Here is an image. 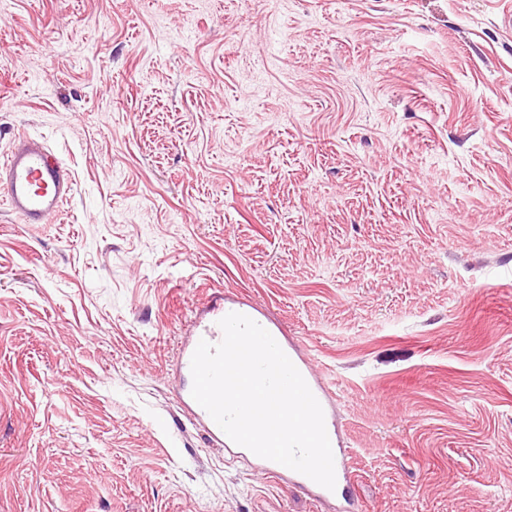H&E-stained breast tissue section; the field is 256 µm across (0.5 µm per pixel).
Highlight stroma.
<instances>
[{
    "label": "stroma",
    "mask_w": 512,
    "mask_h": 512,
    "mask_svg": "<svg viewBox=\"0 0 512 512\" xmlns=\"http://www.w3.org/2000/svg\"><path fill=\"white\" fill-rule=\"evenodd\" d=\"M512 0H0V512H335L179 396L206 301L335 390L357 512H512ZM70 170L35 137L20 134L0 164V199L20 224H47L72 195Z\"/></svg>",
    "instance_id": "1"
}]
</instances>
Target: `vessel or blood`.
<instances>
[{
  "instance_id": "obj_1",
  "label": "vessel or blood",
  "mask_w": 512,
  "mask_h": 512,
  "mask_svg": "<svg viewBox=\"0 0 512 512\" xmlns=\"http://www.w3.org/2000/svg\"><path fill=\"white\" fill-rule=\"evenodd\" d=\"M74 179L70 170L60 162L47 148L46 144L35 137L21 134L5 160L0 161V203L22 224H46L52 216L60 212L72 194ZM239 313L259 319L260 314L250 305L232 298H218L202 315L192 322V332L184 342L179 358V373L187 377L191 374V359L200 341L218 344L223 339L220 320L229 313ZM285 354L303 376L310 390L320 403L325 417L328 436H335L334 413L329 396L330 388L318 378L311 364L302 357L294 346L284 345ZM181 398L186 409L201 420L210 438L233 455L244 454L245 449L232 442L213 421L208 412L192 397L190 386H182ZM336 486L326 489L309 477L274 461H266V468L285 480L286 484L323 500H333L343 496L346 468V451L340 445H333Z\"/></svg>"
}]
</instances>
